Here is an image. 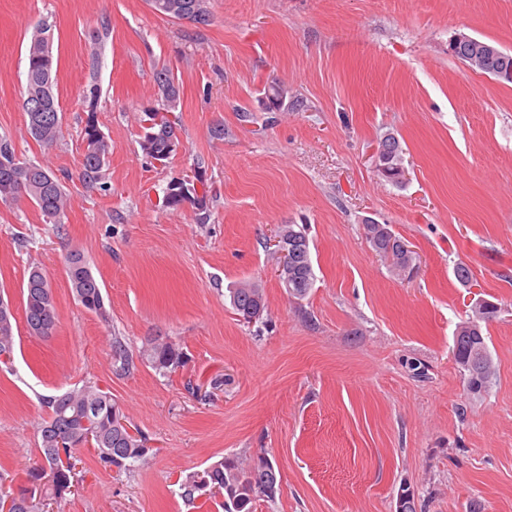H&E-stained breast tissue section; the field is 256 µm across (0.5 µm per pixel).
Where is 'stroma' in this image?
I'll list each match as a JSON object with an SVG mask.
<instances>
[{
    "label": "stroma",
    "mask_w": 512,
    "mask_h": 512,
    "mask_svg": "<svg viewBox=\"0 0 512 512\" xmlns=\"http://www.w3.org/2000/svg\"><path fill=\"white\" fill-rule=\"evenodd\" d=\"M210 22L154 13L147 0H0V138L61 178L70 206L46 222L26 201L0 205V296L17 323L0 370V469L22 480L39 458L42 400L91 381L148 439L149 462H77L64 512H221L190 506L179 477L224 455L263 456L281 475L255 512H395L410 487L425 512H512V83L448 52L466 34L512 53V0H208ZM54 32L62 136L27 130L25 48ZM180 85L179 147L145 156L142 110L156 70ZM101 87L99 127L112 143L105 187L79 179L82 89ZM286 91L269 111L265 91ZM404 149L407 181L374 172L385 134ZM201 170L206 211L162 199ZM391 225L415 255L393 276L367 243L365 219ZM282 224L307 227L316 282L288 298L273 245ZM84 254L109 319L85 310L65 260ZM473 274L466 288L457 263ZM52 284L57 325L27 332L30 266ZM259 279L267 310L239 322L230 285ZM498 304L483 333L490 386L467 392L451 346L476 299ZM152 337L183 349L161 374L112 370L110 343ZM420 360L424 376L408 364Z\"/></svg>",
    "instance_id": "stroma-1"
}]
</instances>
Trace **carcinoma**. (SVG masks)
Masks as SVG:
<instances>
[{"label": "carcinoma", "mask_w": 512, "mask_h": 512, "mask_svg": "<svg viewBox=\"0 0 512 512\" xmlns=\"http://www.w3.org/2000/svg\"><path fill=\"white\" fill-rule=\"evenodd\" d=\"M152 10L168 19L193 22L188 6L195 4L202 12H208L206 0H148ZM51 27L43 24L36 28L26 45L27 95L51 98L53 111L27 113V128L31 136L44 146H52L60 139L62 113L55 95L57 87L58 61L54 58L53 45L46 32ZM160 92V100L153 111L175 112L180 100V87L168 69L154 74ZM86 117L82 129V140L93 145L95 155L83 154L80 161V176L86 184H97L106 179V167L99 165L97 157H108L112 144L105 136H97L99 129L97 105L99 88L92 83L83 90ZM166 133L161 128L154 130L151 138H142L141 147L148 157L164 150ZM25 166L23 181L11 171L0 166V204L12 205L21 200L31 202L47 220L60 222L61 215L69 206V196L61 179L48 167L33 162H22ZM387 182L401 184L398 168L403 166V149L395 142L394 152L386 159ZM280 233L290 240L300 241L301 249L296 253L294 272L288 278V297L299 302L308 297L315 282V273L310 258V246L304 227L298 224L280 225ZM367 242L381 257L390 261L392 273L401 278L413 268V256L401 249L404 239L392 233L388 239L378 242L373 236V227L364 225ZM66 273L69 286L81 306L102 319L108 312L99 281L94 276L86 257L74 251L67 256ZM230 304L235 314L245 324L260 319L266 310L265 290L260 281H246L228 289ZM22 299L26 328L29 334L40 337L53 335L56 324L55 305L51 285L38 266L29 268L22 288ZM485 310L473 311L469 323L475 331L457 335L452 352L455 363L461 369L467 391H472L466 364L473 360L483 363L484 379L480 384L486 388L493 375L492 359L481 323L496 318V305L483 301ZM14 315H0V347H16ZM111 360L113 370L128 373L142 364L166 373L185 363V353L175 344L154 338L137 350L131 349L121 336L112 337ZM65 399L51 396L44 401L49 409L39 426V459L25 473L22 484L13 486L8 477L0 474V502L13 498L12 512H43L44 502L57 503L66 499L74 487V464L71 458L81 448L94 450L96 462L103 469L129 470L135 464L145 463L150 456L148 439L137 429L131 430L120 424L128 420L121 405L112 394L97 384L87 382L63 393ZM201 480L215 489L209 498L222 496L220 507L224 512H253V503L259 497L270 500L280 491V474L265 457L259 456L248 462L237 455H226L202 471L189 473L179 483L180 496L192 504L197 495L192 493L194 482ZM395 512H417L415 493L404 487L398 493Z\"/></svg>", "instance_id": "1"}]
</instances>
